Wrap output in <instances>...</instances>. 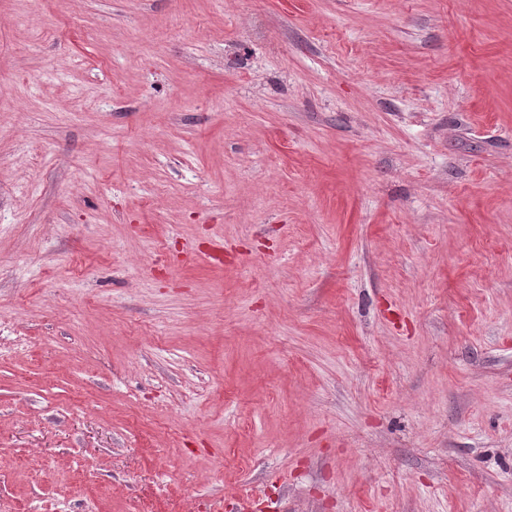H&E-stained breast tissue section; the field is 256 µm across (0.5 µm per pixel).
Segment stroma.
Segmentation results:
<instances>
[{
  "instance_id": "1",
  "label": "stroma",
  "mask_w": 512,
  "mask_h": 512,
  "mask_svg": "<svg viewBox=\"0 0 512 512\" xmlns=\"http://www.w3.org/2000/svg\"><path fill=\"white\" fill-rule=\"evenodd\" d=\"M512 512V0H0V512Z\"/></svg>"
}]
</instances>
